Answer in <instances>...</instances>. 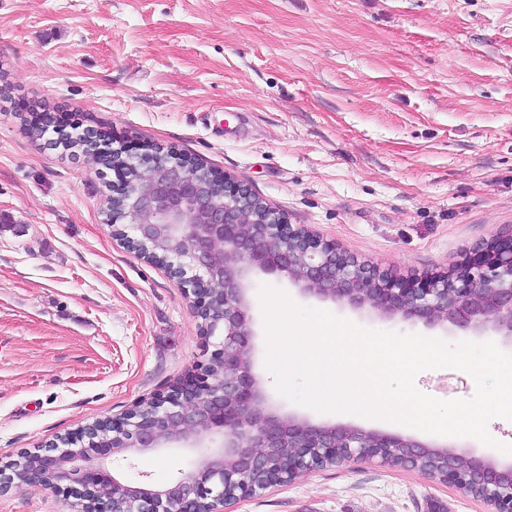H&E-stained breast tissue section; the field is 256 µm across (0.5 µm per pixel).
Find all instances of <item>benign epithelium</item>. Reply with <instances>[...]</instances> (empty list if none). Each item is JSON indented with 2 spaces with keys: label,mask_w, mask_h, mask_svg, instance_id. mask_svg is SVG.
<instances>
[{
  "label": "benign epithelium",
  "mask_w": 512,
  "mask_h": 512,
  "mask_svg": "<svg viewBox=\"0 0 512 512\" xmlns=\"http://www.w3.org/2000/svg\"><path fill=\"white\" fill-rule=\"evenodd\" d=\"M126 173L112 233L142 258L167 268L192 300L207 338L208 362L169 390L106 420L112 438L90 426L77 438L27 450L0 467V488L49 485L75 499L74 512L112 486L120 512H216L214 505L257 495L329 463L355 459L417 470L512 512V464L360 427L313 424L273 408L253 359L251 292L257 273L279 274L306 297L387 318L448 325L512 348V236L465 254L441 273L398 278L295 228L247 187L173 152L142 158L112 150ZM149 164L147 173L140 166ZM187 448L194 458L169 485L128 481L116 467L147 452Z\"/></svg>",
  "instance_id": "1"
}]
</instances>
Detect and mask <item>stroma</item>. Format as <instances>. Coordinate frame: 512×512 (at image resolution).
I'll return each mask as SVG.
<instances>
[{
	"label": "stroma",
	"mask_w": 512,
	"mask_h": 512,
	"mask_svg": "<svg viewBox=\"0 0 512 512\" xmlns=\"http://www.w3.org/2000/svg\"><path fill=\"white\" fill-rule=\"evenodd\" d=\"M0 466L128 411L207 362L202 320L177 279L113 239L117 182L32 137L50 114L138 152L172 150L246 185L287 223L413 278L512 233V0H0ZM370 330L463 341L422 322L299 296ZM416 388L470 397L454 368ZM444 445L381 419L319 413ZM499 463L512 457L452 440ZM179 449L146 453L126 478L171 483ZM488 512L411 470L327 466L227 512ZM0 512H71L40 485Z\"/></svg>",
	"instance_id": "35a3bbf8"
}]
</instances>
